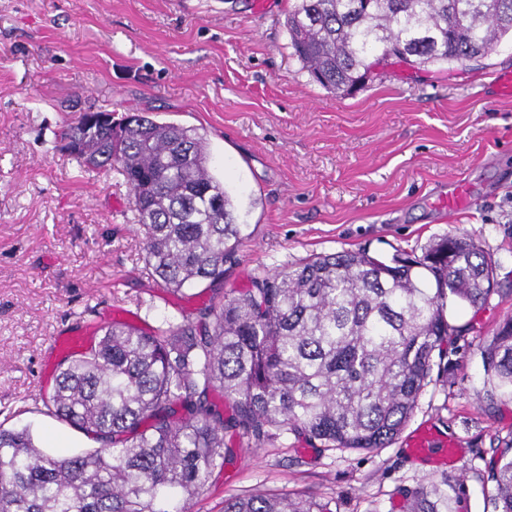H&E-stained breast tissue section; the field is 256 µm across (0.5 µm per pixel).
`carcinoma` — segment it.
Instances as JSON below:
<instances>
[{
  "label": "carcinoma",
  "instance_id": "cac0c4a2",
  "mask_svg": "<svg viewBox=\"0 0 512 512\" xmlns=\"http://www.w3.org/2000/svg\"><path fill=\"white\" fill-rule=\"evenodd\" d=\"M289 48L321 87L350 91L404 50L416 65L462 63L512 36V0H297ZM83 112L51 142L90 170L124 177L144 239V271L172 296L211 292L181 320H122L59 365L46 413L96 448L54 456L26 430L0 427V512H189L233 454L232 429L261 444L289 433L323 452L385 448L433 368L466 328L451 305L493 292V259L464 235L420 256H314L224 292L242 241L235 197L209 168L197 129L140 113L108 125ZM482 400L512 392V320L482 349ZM231 403V413L214 400ZM492 512H512V456L490 462ZM409 491L405 512H454L448 489ZM224 512H328L314 498L246 492Z\"/></svg>",
  "mask_w": 512,
  "mask_h": 512
}]
</instances>
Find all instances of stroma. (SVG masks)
Listing matches in <instances>:
<instances>
[{"label":"stroma","instance_id":"35a3bbf8","mask_svg":"<svg viewBox=\"0 0 512 512\" xmlns=\"http://www.w3.org/2000/svg\"><path fill=\"white\" fill-rule=\"evenodd\" d=\"M296 0H0V426L30 428L58 455L93 441L43 412L62 357L57 336H91L125 310L154 326L193 310L144 273L129 189L50 144L73 109L147 112L199 128L239 201L244 238L224 289L247 288L315 254L422 255L471 237L494 261L487 303L449 309L466 326L449 369L424 388L388 447L322 452L292 435L239 444L193 512L244 491L314 497L329 512H402L406 490L463 481L456 512H492L481 475L512 448V398L486 411L481 351L512 318V41L485 57L420 69L390 64L356 93L313 83L291 54ZM464 185L475 207L437 200ZM460 440L435 468L407 442L424 425Z\"/></svg>","mask_w":512,"mask_h":512}]
</instances>
